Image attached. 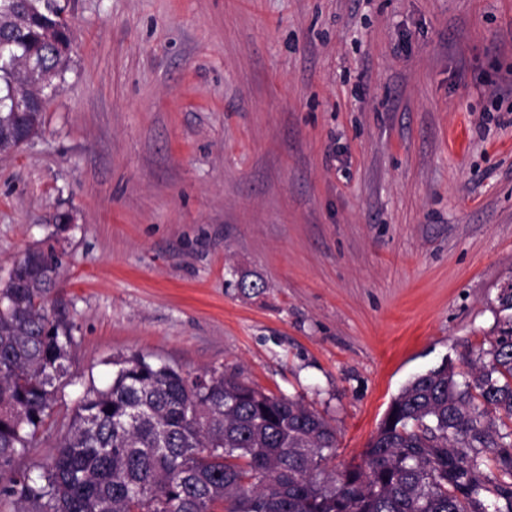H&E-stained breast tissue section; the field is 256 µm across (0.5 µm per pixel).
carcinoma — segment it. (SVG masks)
<instances>
[{
	"label": "carcinoma",
	"mask_w": 512,
	"mask_h": 512,
	"mask_svg": "<svg viewBox=\"0 0 512 512\" xmlns=\"http://www.w3.org/2000/svg\"><path fill=\"white\" fill-rule=\"evenodd\" d=\"M62 0H0V155L42 113L11 91L55 93L71 52L58 48ZM0 286V512H512V324L457 379L440 366L405 384L358 464L328 474L336 430L300 401L236 375L115 357L112 382L74 408L49 461L39 446L75 345L46 299L62 256L33 247ZM500 448L499 475L482 449Z\"/></svg>",
	"instance_id": "1"
}]
</instances>
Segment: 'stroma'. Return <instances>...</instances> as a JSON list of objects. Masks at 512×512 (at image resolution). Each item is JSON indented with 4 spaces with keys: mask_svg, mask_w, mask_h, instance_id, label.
I'll use <instances>...</instances> for the list:
<instances>
[{
    "mask_svg": "<svg viewBox=\"0 0 512 512\" xmlns=\"http://www.w3.org/2000/svg\"><path fill=\"white\" fill-rule=\"evenodd\" d=\"M68 19L42 130L0 157V281L54 245L47 306L75 339L21 466L139 353L301 400L338 470L403 385L469 371L512 319V0H69Z\"/></svg>",
    "mask_w": 512,
    "mask_h": 512,
    "instance_id": "35a3bbf8",
    "label": "stroma"
}]
</instances>
